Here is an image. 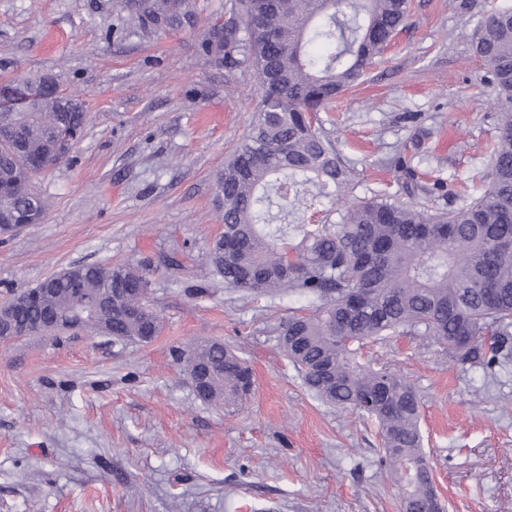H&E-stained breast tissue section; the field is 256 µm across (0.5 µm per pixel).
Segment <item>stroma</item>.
<instances>
[{
	"label": "stroma",
	"instance_id": "35a3bbf8",
	"mask_svg": "<svg viewBox=\"0 0 512 512\" xmlns=\"http://www.w3.org/2000/svg\"><path fill=\"white\" fill-rule=\"evenodd\" d=\"M122 0H0V84L53 74L88 114L69 158L35 181L41 223L0 237V304L73 265L128 264L160 318L148 344L90 330L0 340V512H401L376 425L317 398L280 346L312 299L246 292L205 270L224 231L216 173L262 87L194 30L144 37ZM505 0H410L364 82L318 119L357 182L429 212L484 188L500 114L472 46ZM220 341L250 366L236 409L202 402L171 359ZM361 363L408 377L446 512H512V362L460 365L425 337L367 340Z\"/></svg>",
	"mask_w": 512,
	"mask_h": 512
}]
</instances>
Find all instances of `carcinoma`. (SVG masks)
<instances>
[{"label": "carcinoma", "mask_w": 512, "mask_h": 512, "mask_svg": "<svg viewBox=\"0 0 512 512\" xmlns=\"http://www.w3.org/2000/svg\"><path fill=\"white\" fill-rule=\"evenodd\" d=\"M142 36L196 22V0H124ZM408 0H228L201 49L230 72L254 73L263 88L255 121L216 175L224 234L207 263L224 283L248 291L286 288L313 298L310 314L288 317L282 347L308 389L375 421L384 464L407 512L434 483L423 450L420 399L405 377L359 365L352 342L404 331L437 344L448 360L486 367L512 359V5L475 29V52L490 66L500 131L486 187L477 198L432 214L389 196L348 197L355 171L342 165L316 124L338 94L358 83L403 23ZM23 81L0 86V209L26 225L45 214L34 164L63 161L82 138L87 112L59 111L66 95L45 91L35 108L17 103ZM327 203L325 223L288 231L295 211ZM41 302L14 306L12 319L37 336L72 323L73 284L97 301L82 326L118 339L158 336L143 303L148 281L123 265H79L47 278ZM137 289L122 293L120 289ZM204 403H242L254 385L247 362L221 342L173 349Z\"/></svg>", "instance_id": "obj_1"}]
</instances>
